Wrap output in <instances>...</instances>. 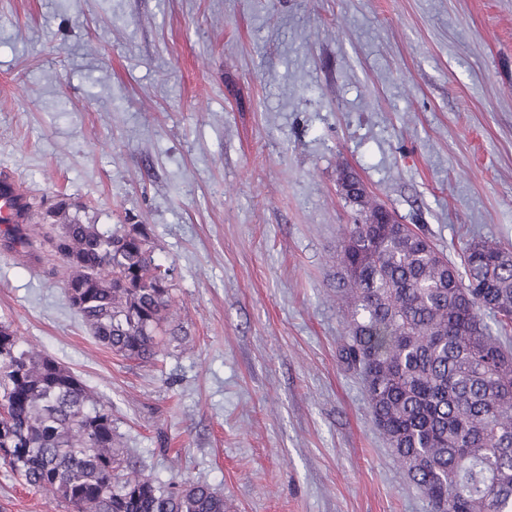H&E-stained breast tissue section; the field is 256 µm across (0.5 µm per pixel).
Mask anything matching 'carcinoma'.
<instances>
[{"label":"carcinoma","instance_id":"cac0c4a2","mask_svg":"<svg viewBox=\"0 0 512 512\" xmlns=\"http://www.w3.org/2000/svg\"><path fill=\"white\" fill-rule=\"evenodd\" d=\"M364 222L341 230L347 306L341 358L360 372L374 422L431 512H512V249L473 240L461 266L420 229ZM59 202L5 229L9 247L49 245L64 293L91 336L149 362L172 315L169 269L142 224L103 228ZM491 315L494 325L484 322ZM0 462L73 512H228L207 484L164 481L125 458L112 407L68 368L0 322Z\"/></svg>","mask_w":512,"mask_h":512}]
</instances>
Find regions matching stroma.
Segmentation results:
<instances>
[{"label":"stroma","instance_id":"1","mask_svg":"<svg viewBox=\"0 0 512 512\" xmlns=\"http://www.w3.org/2000/svg\"><path fill=\"white\" fill-rule=\"evenodd\" d=\"M345 170L451 262L512 247V0H0V173L146 225L183 339L113 355L46 249L0 245V321L233 512H430L339 356ZM0 512L71 509L0 465Z\"/></svg>","mask_w":512,"mask_h":512}]
</instances>
